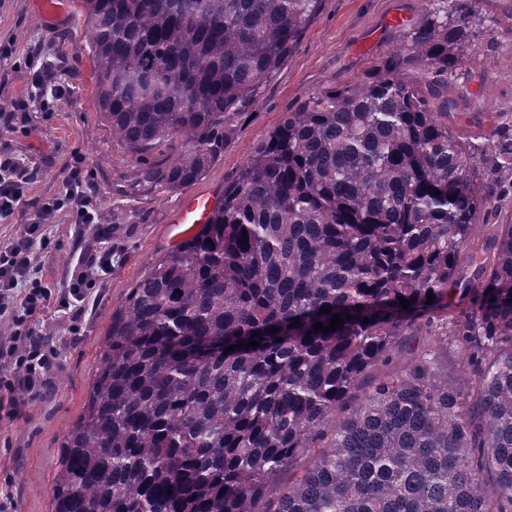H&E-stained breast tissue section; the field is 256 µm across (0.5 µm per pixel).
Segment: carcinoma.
<instances>
[{"label":"carcinoma","instance_id":"obj_1","mask_svg":"<svg viewBox=\"0 0 512 512\" xmlns=\"http://www.w3.org/2000/svg\"><path fill=\"white\" fill-rule=\"evenodd\" d=\"M430 2L358 80L285 113L131 288L51 512H512V218L474 235L479 172L512 181V134L476 148L449 127L482 19L478 0ZM81 6L100 114L138 160L171 154L138 180L179 190L318 0Z\"/></svg>","mask_w":512,"mask_h":512}]
</instances>
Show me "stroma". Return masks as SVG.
<instances>
[{"instance_id":"35a3bbf8","label":"stroma","mask_w":512,"mask_h":512,"mask_svg":"<svg viewBox=\"0 0 512 512\" xmlns=\"http://www.w3.org/2000/svg\"><path fill=\"white\" fill-rule=\"evenodd\" d=\"M38 2L0 0V151L24 158L35 172L27 204L0 221V241L22 233L36 218L32 201L59 195L65 171L80 167L93 174L116 256L111 274L90 288L77 319H67L52 304L19 325L0 321V336L35 331L48 336L56 352L37 391L0 393V512H50L61 443L84 411L112 314L130 288L179 244L175 221L185 197L181 190L137 182L136 159L101 118L77 0H64V14L55 19L45 18ZM425 6L426 0H320L295 51L264 83L222 160L195 191L221 192L305 93L357 79L396 48L400 29L391 18L413 24ZM479 7L485 19L479 46L450 82L458 103L451 128L474 144L497 129L512 132V0H480ZM45 61L54 62L70 85L68 98L31 100L32 75ZM486 184L490 199L477 220L479 238L512 217V188L494 178ZM80 239L67 216L51 225L49 244L39 255L46 282L55 286L63 280Z\"/></svg>"}]
</instances>
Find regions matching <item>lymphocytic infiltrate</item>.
<instances>
[{"label": "lymphocytic infiltrate", "instance_id": "obj_1", "mask_svg": "<svg viewBox=\"0 0 512 512\" xmlns=\"http://www.w3.org/2000/svg\"><path fill=\"white\" fill-rule=\"evenodd\" d=\"M34 177L32 169L17 158L0 159V219L11 217L25 202L23 187ZM60 197L37 204V219L27 225L12 244L0 250V319L32 315L54 303L64 310H82L88 290L112 270V227L103 223L95 205L96 185L90 172L72 168L63 181ZM67 215L77 226L89 229L91 244L80 248L73 269L66 277L63 292H53L43 281L34 262L33 248L45 243V227L59 215ZM43 336L30 335L24 342L0 343V356L15 361L20 373L6 380L9 390L38 388L51 365Z\"/></svg>", "mask_w": 512, "mask_h": 512}]
</instances>
